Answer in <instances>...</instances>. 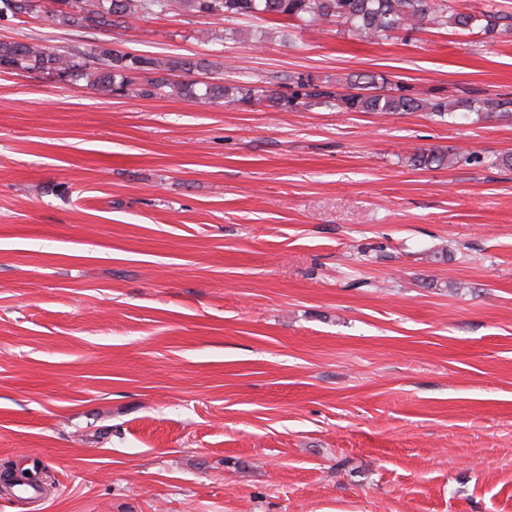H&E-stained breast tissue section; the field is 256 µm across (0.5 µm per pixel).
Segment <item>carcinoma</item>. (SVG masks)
I'll list each match as a JSON object with an SVG mask.
<instances>
[{"label":"carcinoma","mask_w":512,"mask_h":512,"mask_svg":"<svg viewBox=\"0 0 512 512\" xmlns=\"http://www.w3.org/2000/svg\"><path fill=\"white\" fill-rule=\"evenodd\" d=\"M175 2L186 14L222 16L227 21L266 14L306 25L327 22L374 42L388 40L397 31H412L423 22L461 31L478 28L489 37L512 31V15L492 2L468 13L450 10L447 0H56L59 7L51 17L59 27L108 30L122 26L133 12L164 15ZM42 8L43 0H0V18L32 16ZM0 68L69 79L91 76L94 85L116 97L152 98L164 91L199 102L224 99L241 106L265 103L282 112L325 107L339 112H429L443 117L464 110L479 119L512 118V97H421L404 83L389 86L384 76L374 74H349L332 81L299 73L289 76L286 85L267 86L185 83L175 76L206 71L214 64L191 56L158 59L116 54L106 46L50 51L24 41L0 40ZM463 159L456 152L429 149L413 153L408 163L417 169L450 167Z\"/></svg>","instance_id":"cac0c4a2"}]
</instances>
